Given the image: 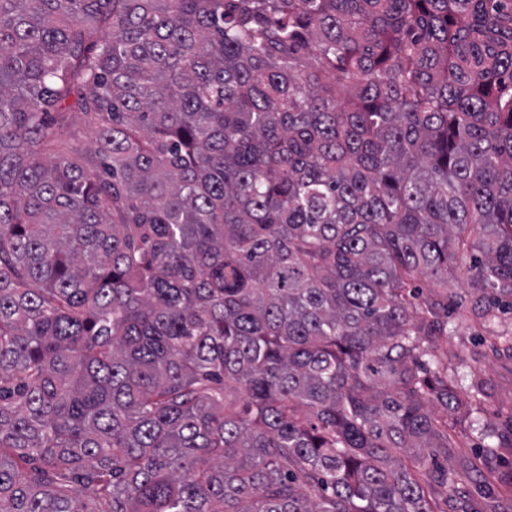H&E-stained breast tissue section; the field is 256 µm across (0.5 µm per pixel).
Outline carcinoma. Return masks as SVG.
<instances>
[{
  "label": "carcinoma",
  "mask_w": 512,
  "mask_h": 512,
  "mask_svg": "<svg viewBox=\"0 0 512 512\" xmlns=\"http://www.w3.org/2000/svg\"><path fill=\"white\" fill-rule=\"evenodd\" d=\"M464 259L512 298V0H0V512H476ZM470 416L448 417V430L455 436L456 448H448L447 453H437V462L453 469L459 478L458 487H463L469 494L474 507L482 512H490L491 505H499L500 511L512 512V486L511 488L495 483L494 490L489 493L483 484H475L467 480L470 461L483 453L487 441L479 438L477 432L469 428ZM507 495L501 499L500 496ZM500 501V503H498Z\"/></svg>",
  "instance_id": "obj_1"
}]
</instances>
